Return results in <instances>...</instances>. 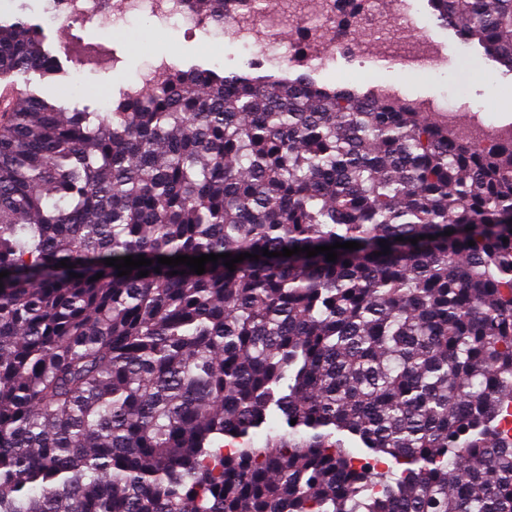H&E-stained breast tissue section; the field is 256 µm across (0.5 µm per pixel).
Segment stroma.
Returning a JSON list of instances; mask_svg holds the SVG:
<instances>
[{
    "mask_svg": "<svg viewBox=\"0 0 512 512\" xmlns=\"http://www.w3.org/2000/svg\"><path fill=\"white\" fill-rule=\"evenodd\" d=\"M46 6V0H8L6 7H0V18L21 15L40 26L46 48L62 58L65 68L64 75L44 81L40 88L68 111H108L109 100L118 97L129 78L163 60L179 69L199 67L218 72H237L247 66L239 43L225 33L214 36L208 29L199 28L190 35L183 24L163 26L147 16L130 18L126 25L114 29L103 24L68 25L59 19L47 20ZM81 41L108 46L116 59L115 66L92 68L68 59V46ZM461 46L456 35H449L437 72L424 79L411 76L402 64L383 68L374 59L361 63L352 47L338 52L330 64L309 62L304 71L317 83L333 84L347 78L360 79L364 68H377L390 83L401 86L408 97L448 102L464 117L482 111L488 124L511 121L512 111H501L499 104L512 100V74L484 59L476 49L465 52Z\"/></svg>",
    "mask_w": 512,
    "mask_h": 512,
    "instance_id": "1",
    "label": "stroma"
}]
</instances>
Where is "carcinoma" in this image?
<instances>
[{
	"label": "carcinoma",
	"mask_w": 512,
	"mask_h": 512,
	"mask_svg": "<svg viewBox=\"0 0 512 512\" xmlns=\"http://www.w3.org/2000/svg\"><path fill=\"white\" fill-rule=\"evenodd\" d=\"M429 4L512 69V0ZM62 73L0 20V512H512V141L305 75L16 85Z\"/></svg>",
	"instance_id": "carcinoma-1"
}]
</instances>
